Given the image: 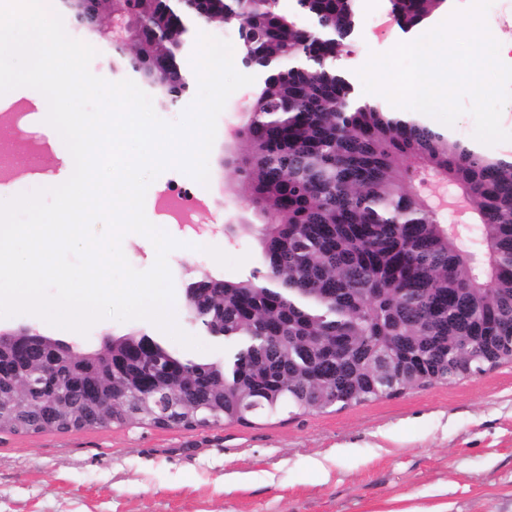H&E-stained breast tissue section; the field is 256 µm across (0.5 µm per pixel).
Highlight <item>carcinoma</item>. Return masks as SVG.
Masks as SVG:
<instances>
[{
	"instance_id": "carcinoma-1",
	"label": "carcinoma",
	"mask_w": 512,
	"mask_h": 512,
	"mask_svg": "<svg viewBox=\"0 0 512 512\" xmlns=\"http://www.w3.org/2000/svg\"><path fill=\"white\" fill-rule=\"evenodd\" d=\"M280 0H216L201 16L189 0H112L124 37L115 66L146 82L181 73L192 21L248 26L243 51L288 65L264 79L234 159L240 192L266 218L264 270L230 282L203 274L188 316L217 320L236 341L224 362L186 360L156 344L158 360L183 375L208 404V422L249 425L283 411L345 409L408 390L452 384L512 363V154L490 157L353 95L331 63L345 50L355 0H294L313 19L302 29ZM446 0H390L411 29ZM191 79L157 95L175 104ZM432 176L473 202L478 247L448 234L439 208L416 191ZM96 350L57 369L76 385L124 392L142 363L126 350ZM30 353L0 351V430L38 433L64 426L50 405L13 397V370ZM155 400H130L112 420L85 427L161 425Z\"/></svg>"
}]
</instances>
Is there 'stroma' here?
Segmentation results:
<instances>
[{
	"instance_id": "stroma-1",
	"label": "stroma",
	"mask_w": 512,
	"mask_h": 512,
	"mask_svg": "<svg viewBox=\"0 0 512 512\" xmlns=\"http://www.w3.org/2000/svg\"><path fill=\"white\" fill-rule=\"evenodd\" d=\"M389 0L378 10L356 7V25L336 67L354 88L370 54L411 41ZM254 91H235L217 119L208 184L166 169L152 183L144 212L177 241L167 257L177 325L203 343L188 349L145 320L105 319L74 336L78 351L100 348L103 335L142 331L194 361H220L230 341L207 335L186 316L184 291L205 273L237 282L261 268L259 211L227 165L237 151L245 108ZM34 111L0 106L16 152L0 199L61 184L68 150ZM178 187L206 196L194 221L169 223L157 206ZM216 246L244 257L240 269L217 264ZM512 512V364L450 385L336 412L282 414L253 425L196 429L115 426L17 434L0 432V512Z\"/></svg>"
}]
</instances>
